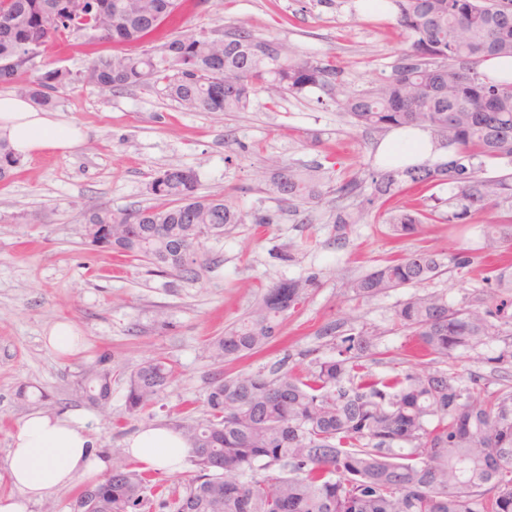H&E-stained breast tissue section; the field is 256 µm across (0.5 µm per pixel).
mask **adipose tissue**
<instances>
[{"instance_id": "adipose-tissue-1", "label": "adipose tissue", "mask_w": 512, "mask_h": 512, "mask_svg": "<svg viewBox=\"0 0 512 512\" xmlns=\"http://www.w3.org/2000/svg\"><path fill=\"white\" fill-rule=\"evenodd\" d=\"M0 139L25 158L47 151L65 152L83 141L75 125L60 123L53 113L9 92L0 93ZM382 153L399 155L402 162H423L435 150L422 130L391 132L381 144ZM125 452L151 471L180 472L189 453L188 443L172 428H142L125 441ZM109 467L86 434L85 418L74 410L60 415L40 411L27 414L11 435V444L0 470L16 495L0 498V512H27L30 503L54 490L73 484L76 477L95 476Z\"/></svg>"}]
</instances>
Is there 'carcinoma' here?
<instances>
[{
  "instance_id": "1",
  "label": "carcinoma",
  "mask_w": 512,
  "mask_h": 512,
  "mask_svg": "<svg viewBox=\"0 0 512 512\" xmlns=\"http://www.w3.org/2000/svg\"><path fill=\"white\" fill-rule=\"evenodd\" d=\"M202 0H0V84L46 109L78 83L122 89L164 83L167 95L200 112H244L262 91L302 94L329 86L336 110L367 129L427 130L446 155L420 165L393 157L369 173L365 203L385 202L415 187H448L414 209L387 210L397 237L424 224L465 227L494 210L482 226V248L512 250V174L486 175L492 164L512 165V82L486 79L488 58L512 57V0H382L411 39L389 75L371 88L348 92L330 61L304 58L274 38L224 28V42L205 31L179 28L188 4ZM79 35L92 57L81 72L32 63L56 40ZM143 45L139 54L108 53ZM22 158L0 140V181ZM320 167L300 173L282 166L271 191L283 202H318ZM197 176L181 167L159 171L149 183L156 204L115 214L85 212V236L96 247L159 271L197 276L192 258L214 227L243 222L233 202L196 194ZM185 248L184 253L176 246ZM477 278L504 295L492 306L448 305L441 293L414 295L394 311L398 326L416 337L435 367L411 366L378 376L366 365L376 349L370 328L347 335L337 356L317 360L303 374L280 369L212 377L207 417L175 425L189 443L195 475L183 490L149 472L114 465L96 483L100 493L84 512H512V390L482 398L463 376L444 368L512 326V265L486 268L468 251L446 256L417 249L352 280L354 297L372 300L398 288L421 287L446 274ZM308 283L285 280L268 289L250 314L209 342L215 360L263 351L279 318L299 305ZM174 377L163 359L148 360L127 377L125 413L156 404ZM96 405L112 393L107 359L85 387Z\"/></svg>"
}]
</instances>
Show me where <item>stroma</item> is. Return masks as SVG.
Wrapping results in <instances>:
<instances>
[{
	"mask_svg": "<svg viewBox=\"0 0 512 512\" xmlns=\"http://www.w3.org/2000/svg\"><path fill=\"white\" fill-rule=\"evenodd\" d=\"M182 24L195 31L240 25L279 39L300 56L333 61L353 92L389 74L410 45L395 12L369 13L363 0H204L184 13ZM56 113L82 129L83 142L65 153L24 159L0 182V459L29 412L79 409L94 447L111 463L128 462L124 442L136 430L175 426L186 403L193 418H206L215 372L305 369L335 356L352 329L377 330L367 364L386 374L413 345L393 322L396 307L413 291L391 290L365 302L352 297L349 282L384 259L419 248L448 254L482 244L477 227L455 232L444 224L395 239L374 206L363 223L337 230L334 219L347 202L336 197V185L350 178L364 183L381 166L385 135L353 125L323 88L299 95L262 92L247 111L224 113L186 110L160 83L119 90L79 83ZM316 164L325 187L318 203L291 208L271 192L276 166L302 170ZM169 166L193 170L199 194L224 196L245 217L203 241L193 278L91 249L84 236L88 209L106 206L118 214L153 205L148 185ZM257 212L270 215L271 223H254ZM288 279L310 286L283 315L270 345L216 363L208 341L247 317L266 288ZM425 290L447 294L454 306L489 304L497 296L467 276L439 278ZM63 319L84 337L83 348L65 356L43 341L45 330ZM505 350H512L508 326L459 353L455 366L472 375L476 390L494 392L512 386V359H498ZM102 356L112 369V396L95 407L81 382ZM153 358L172 363L175 376L154 407L128 416L126 377ZM22 386L28 390L24 400L18 396Z\"/></svg>",
	"mask_w": 512,
	"mask_h": 512,
	"instance_id": "35a3bbf8",
	"label": "stroma"
}]
</instances>
